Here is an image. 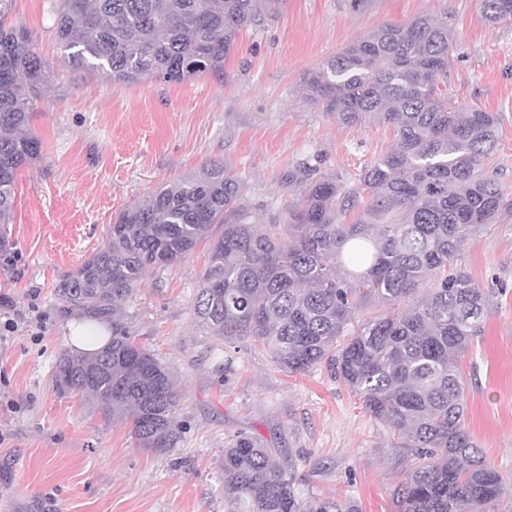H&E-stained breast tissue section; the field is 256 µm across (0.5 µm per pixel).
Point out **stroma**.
Masks as SVG:
<instances>
[{"label":"stroma","mask_w":512,"mask_h":512,"mask_svg":"<svg viewBox=\"0 0 512 512\" xmlns=\"http://www.w3.org/2000/svg\"><path fill=\"white\" fill-rule=\"evenodd\" d=\"M55 0H8L0 20L25 28L52 68L32 129L40 159L18 179L11 249L0 251V512H228L224 448L238 432L279 449L318 496L350 498L361 512H393L405 466L389 430L328 368L288 375L264 350L218 346L194 317L208 260L200 243L149 271L118 318L169 370L186 430L176 448L139 447L53 378L72 352L55 287L105 241L128 205L210 162L245 185L253 224H280L303 182L298 163L356 180L393 142L375 123L346 125L304 100L314 68L382 25L447 16L455 32L448 92L500 113L487 164L512 201V24L489 26L479 0H272L264 25L244 32L222 75L125 84L73 69L55 37ZM452 269L490 290L479 336L458 360L467 381L465 427L484 457L512 476V208L474 231ZM234 359L225 372L224 358Z\"/></svg>","instance_id":"obj_1"}]
</instances>
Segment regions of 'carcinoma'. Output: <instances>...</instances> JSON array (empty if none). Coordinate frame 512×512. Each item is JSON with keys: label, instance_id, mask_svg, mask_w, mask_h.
<instances>
[{"label": "carcinoma", "instance_id": "1", "mask_svg": "<svg viewBox=\"0 0 512 512\" xmlns=\"http://www.w3.org/2000/svg\"><path fill=\"white\" fill-rule=\"evenodd\" d=\"M269 0H57L55 30L75 68L114 82H182L222 74L240 35L268 17ZM491 25L512 24V0H480ZM448 17L374 29L309 73L305 98L344 124L380 123L394 145L357 181L314 178L285 224H250L243 184L210 163L121 211L106 241L56 286L59 308L112 321V341L62 354L54 378L107 420L131 424L143 448L166 451L183 433L168 370L115 319L144 274L175 264L211 237L194 316L224 345H257L286 374L325 364L399 440L410 473L391 492L396 512H488L507 482L465 427L458 358L481 335L488 292L448 265L468 235L507 205L486 173L500 114L458 105L445 78ZM50 65L23 28L0 24V248L18 172L40 155L30 120ZM435 287L422 293L428 279ZM368 303L384 313L352 332ZM277 449L239 433L224 448V498L237 512H359L352 500L302 501Z\"/></svg>", "mask_w": 512, "mask_h": 512}]
</instances>
